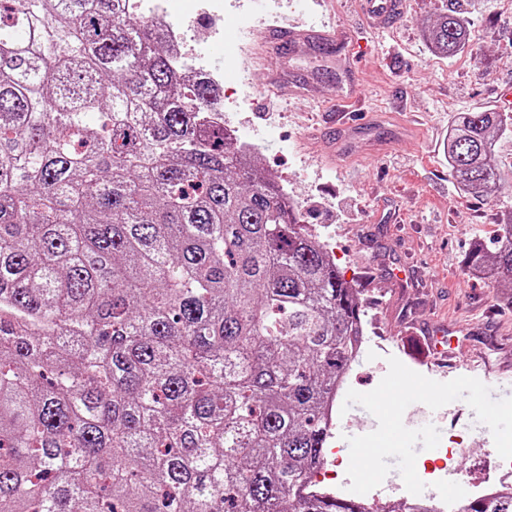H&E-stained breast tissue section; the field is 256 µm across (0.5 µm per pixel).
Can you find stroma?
<instances>
[{"instance_id": "35a3bbf8", "label": "stroma", "mask_w": 512, "mask_h": 512, "mask_svg": "<svg viewBox=\"0 0 512 512\" xmlns=\"http://www.w3.org/2000/svg\"><path fill=\"white\" fill-rule=\"evenodd\" d=\"M189 0H165L174 18H189L193 37L185 60L221 57L225 25L255 20L259 65L246 69L249 101L235 108L241 131L262 144L261 166L282 178L300 201L302 218L327 246L340 274L358 290L371 350L350 368V387L373 390L389 357L447 382L463 373L486 384L493 399L512 397V296L465 273L473 242L492 244L512 218V134L499 137L504 190L487 197L459 191L444 147L453 117L492 109L512 90V0H468L470 42L453 57L435 54L425 28L448 0H408L390 28L376 27L362 0H224V16L188 13ZM297 25L350 38L371 49L354 69L340 51L318 45L286 49L268 29ZM349 97L362 98V133H329L325 118ZM441 324L455 342L453 364L415 365L402 338L414 326ZM407 428H438V448L419 450L428 484L467 485L499 478L490 429L461 399L433 410L411 404ZM463 442L468 455L439 469L442 448Z\"/></svg>"}]
</instances>
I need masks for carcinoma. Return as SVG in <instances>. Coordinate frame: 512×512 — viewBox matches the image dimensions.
I'll use <instances>...</instances> for the list:
<instances>
[{
  "mask_svg": "<svg viewBox=\"0 0 512 512\" xmlns=\"http://www.w3.org/2000/svg\"><path fill=\"white\" fill-rule=\"evenodd\" d=\"M134 2L0 0V512H360L308 494L355 287ZM509 127L454 117L459 189L498 191ZM464 270L512 288V222Z\"/></svg>",
  "mask_w": 512,
  "mask_h": 512,
  "instance_id": "carcinoma-1",
  "label": "carcinoma"
}]
</instances>
